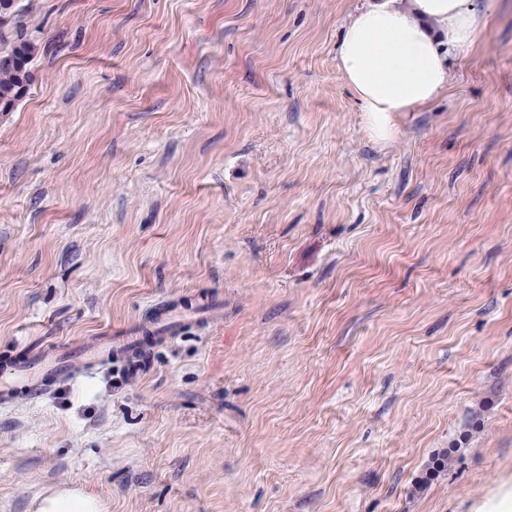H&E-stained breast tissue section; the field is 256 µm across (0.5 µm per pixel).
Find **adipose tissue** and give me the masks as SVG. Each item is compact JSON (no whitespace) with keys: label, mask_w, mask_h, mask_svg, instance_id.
Wrapping results in <instances>:
<instances>
[{"label":"adipose tissue","mask_w":512,"mask_h":512,"mask_svg":"<svg viewBox=\"0 0 512 512\" xmlns=\"http://www.w3.org/2000/svg\"><path fill=\"white\" fill-rule=\"evenodd\" d=\"M480 27L475 0H366L347 24L337 57L373 139L393 136L395 113L447 92L449 55L468 52Z\"/></svg>","instance_id":"adipose-tissue-1"}]
</instances>
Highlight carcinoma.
Segmentation results:
<instances>
[{
	"mask_svg": "<svg viewBox=\"0 0 512 512\" xmlns=\"http://www.w3.org/2000/svg\"><path fill=\"white\" fill-rule=\"evenodd\" d=\"M9 48L0 51V112L10 111L22 98L32 81L29 64L38 45L23 32L19 10L0 12V43Z\"/></svg>",
	"mask_w": 512,
	"mask_h": 512,
	"instance_id": "obj_1",
	"label": "carcinoma"
}]
</instances>
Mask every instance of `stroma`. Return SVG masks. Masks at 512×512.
<instances>
[{
  "mask_svg": "<svg viewBox=\"0 0 512 512\" xmlns=\"http://www.w3.org/2000/svg\"><path fill=\"white\" fill-rule=\"evenodd\" d=\"M362 0H19L0 372L184 322L0 403V512H497L512 499V0L370 139ZM447 471L414 490L431 457ZM100 505L91 495L81 491H65L41 498L36 512H99Z\"/></svg>",
  "mask_w": 512,
  "mask_h": 512,
  "instance_id": "35a3bbf8",
  "label": "stroma"
}]
</instances>
